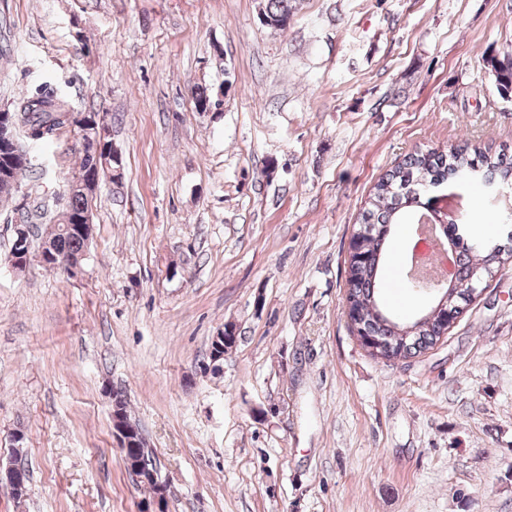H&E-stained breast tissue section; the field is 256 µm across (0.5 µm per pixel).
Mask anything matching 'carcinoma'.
<instances>
[{
  "label": "carcinoma",
  "mask_w": 512,
  "mask_h": 512,
  "mask_svg": "<svg viewBox=\"0 0 512 512\" xmlns=\"http://www.w3.org/2000/svg\"><path fill=\"white\" fill-rule=\"evenodd\" d=\"M291 10V0H264L262 22L270 28L284 30ZM485 67L500 96L511 102L512 51L486 58ZM12 111L16 112L25 137L33 144L42 145L64 132L65 124L59 116L70 111V105L55 90L42 87L22 98ZM450 179L462 189L483 185L488 179L512 186V154L471 143L452 146L446 151L418 152L409 162L389 170L375 184L368 208L354 233L360 241L361 254L349 260L347 299L359 312L355 330L359 337L371 339L376 347L392 351L395 359L407 358L435 345L443 335L444 326L441 317L430 309L406 320L388 307L382 297L380 268L396 226L416 224L423 214L422 188L427 184L439 186ZM87 204L84 192L72 191L66 210L79 216ZM49 243L51 249L67 257H81L87 248L86 238L77 231L58 232ZM457 253L463 263L456 286L447 284L433 295L434 305L444 300L446 310L459 315L470 301L469 285L493 277L505 257L512 258V248L463 246ZM127 460L132 466L141 463L156 470L153 458L144 447L128 449Z\"/></svg>",
  "instance_id": "carcinoma-1"
}]
</instances>
